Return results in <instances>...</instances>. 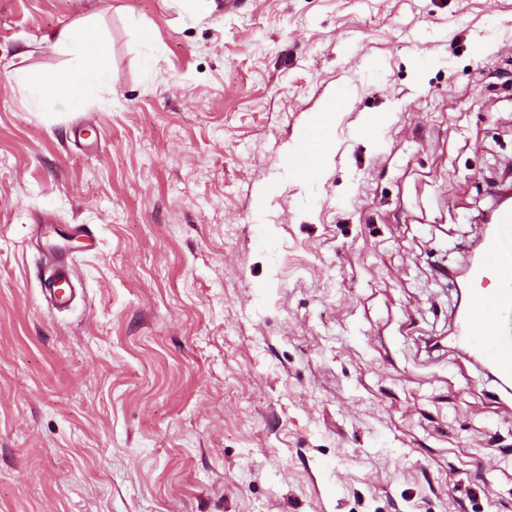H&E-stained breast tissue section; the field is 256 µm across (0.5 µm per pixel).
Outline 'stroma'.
<instances>
[{
	"label": "stroma",
	"mask_w": 512,
	"mask_h": 512,
	"mask_svg": "<svg viewBox=\"0 0 512 512\" xmlns=\"http://www.w3.org/2000/svg\"><path fill=\"white\" fill-rule=\"evenodd\" d=\"M501 192L512 0H0V512H512V392L423 343ZM54 46L70 55L73 65L58 71L51 78L37 71H28L21 77V83L35 103L66 100L79 107L92 90L108 80L106 49L81 25L59 28L54 33ZM48 252L45 255V265L50 271L49 288H47V293L50 295L48 302L54 309H66L70 307L78 290L74 271L68 257L60 256L55 251ZM56 282L63 283L61 288L52 287Z\"/></svg>",
	"instance_id": "stroma-1"
}]
</instances>
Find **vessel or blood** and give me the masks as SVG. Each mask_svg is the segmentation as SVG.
<instances>
[{
  "mask_svg": "<svg viewBox=\"0 0 512 512\" xmlns=\"http://www.w3.org/2000/svg\"><path fill=\"white\" fill-rule=\"evenodd\" d=\"M45 264L52 283L50 305L57 310L70 307L77 291L70 262L52 251ZM490 276L496 280L495 288L467 292L454 340L500 379L512 381V209L498 213L485 239L482 258L472 271L476 281Z\"/></svg>",
  "mask_w": 512,
  "mask_h": 512,
  "instance_id": "1",
  "label": "vessel or blood"
}]
</instances>
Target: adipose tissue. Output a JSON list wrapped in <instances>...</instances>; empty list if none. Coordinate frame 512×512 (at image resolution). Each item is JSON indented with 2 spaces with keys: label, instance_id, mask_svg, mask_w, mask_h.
Instances as JSON below:
<instances>
[{
  "label": "adipose tissue",
  "instance_id": "adipose-tissue-1",
  "mask_svg": "<svg viewBox=\"0 0 512 512\" xmlns=\"http://www.w3.org/2000/svg\"><path fill=\"white\" fill-rule=\"evenodd\" d=\"M54 45L71 56L70 68L46 77L37 71L23 74L21 83L34 102L65 100L80 106L92 90L109 77V61L105 47L81 25H67L54 34Z\"/></svg>",
  "mask_w": 512,
  "mask_h": 512
}]
</instances>
